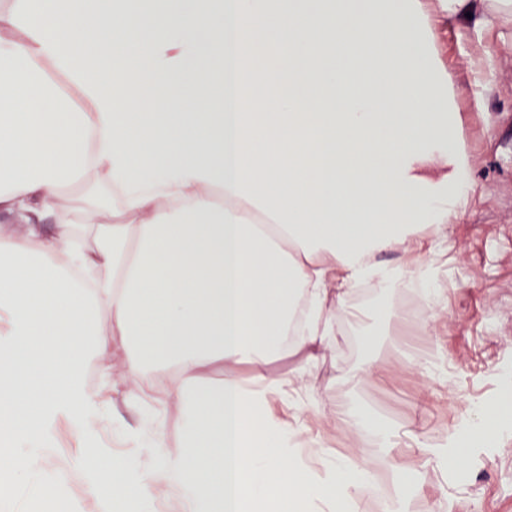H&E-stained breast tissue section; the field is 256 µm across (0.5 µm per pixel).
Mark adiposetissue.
Here are the masks:
<instances>
[{
	"mask_svg": "<svg viewBox=\"0 0 512 512\" xmlns=\"http://www.w3.org/2000/svg\"><path fill=\"white\" fill-rule=\"evenodd\" d=\"M512 29V0H10L0 8V477L57 420L96 441L92 363L126 351L164 407L92 470L110 512H354L365 472L272 401L399 288L387 253L433 256L478 179L448 27ZM252 50L248 71L237 60ZM95 177L111 203L67 205ZM290 377L264 369L284 345ZM253 371L251 383L239 376ZM222 376L213 379L212 367ZM176 406L183 440L162 435Z\"/></svg>",
	"mask_w": 512,
	"mask_h": 512,
	"instance_id": "obj_1",
	"label": "adipose tissue"
}]
</instances>
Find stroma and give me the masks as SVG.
I'll return each mask as SVG.
<instances>
[{"mask_svg":"<svg viewBox=\"0 0 512 512\" xmlns=\"http://www.w3.org/2000/svg\"><path fill=\"white\" fill-rule=\"evenodd\" d=\"M489 42L497 46L490 76L498 93L491 98L467 69L472 51ZM441 53L446 68L468 82V95L459 102L465 116L462 142L481 184L439 248L433 286L447 311L426 341L446 367L435 370L407 354L405 336L419 325L407 320L402 296L404 289L415 288L416 278H406L401 289L357 288L353 308L362 315L382 308L386 318L346 323L333 348L308 368L303 389L319 397V414L295 416L282 401L274 402L273 410L288 421L299 418L303 437L320 440L340 457L358 459L364 455L357 445L361 433L345 415L364 409L389 429V448L380 457L394 496L402 495L399 476L408 473L416 485L411 503L435 501L442 512H512V428L469 448L466 478L448 464L453 428L472 407L501 398L499 372L512 364V46L500 44L494 30L451 28ZM368 364L373 372L346 379V372L363 371ZM109 397L113 421L102 429L101 445L111 460L147 464L148 449L117 435L139 426L158 407L159 393L132 401L120 383ZM32 454L43 467L69 471L70 483L58 499L67 512H104L83 479L95 451L66 422L57 423L49 447Z\"/></svg>","mask_w":512,"mask_h":512,"instance_id":"35a3bbf8","label":"stroma"}]
</instances>
